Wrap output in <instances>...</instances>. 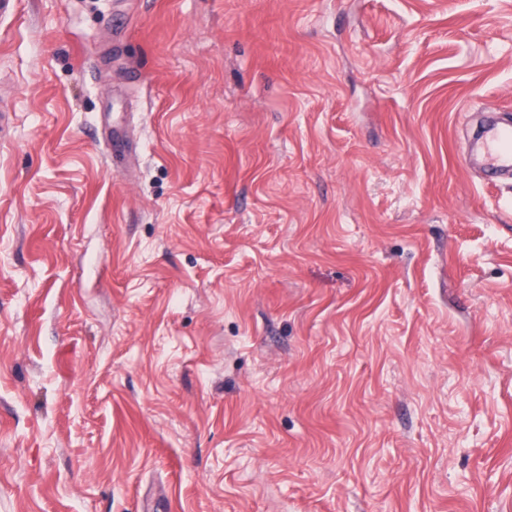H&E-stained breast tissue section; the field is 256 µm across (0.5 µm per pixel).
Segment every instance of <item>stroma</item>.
I'll return each mask as SVG.
<instances>
[{"label": "stroma", "instance_id": "stroma-1", "mask_svg": "<svg viewBox=\"0 0 512 512\" xmlns=\"http://www.w3.org/2000/svg\"><path fill=\"white\" fill-rule=\"evenodd\" d=\"M485 110L512 0H18L0 512H512Z\"/></svg>", "mask_w": 512, "mask_h": 512}]
</instances>
